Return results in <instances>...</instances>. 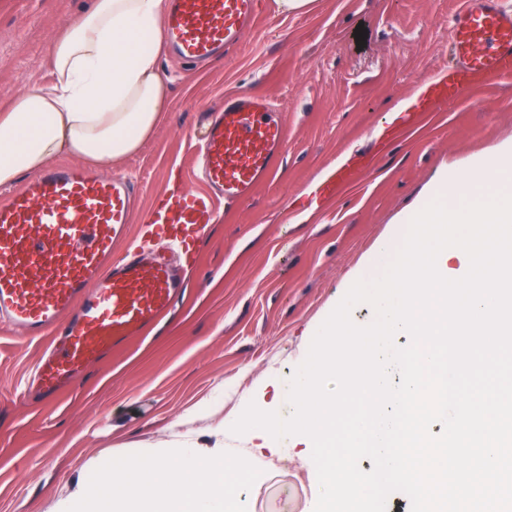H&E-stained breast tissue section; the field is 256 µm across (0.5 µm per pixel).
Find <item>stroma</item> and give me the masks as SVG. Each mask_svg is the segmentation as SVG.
<instances>
[{
  "instance_id": "obj_1",
  "label": "stroma",
  "mask_w": 512,
  "mask_h": 512,
  "mask_svg": "<svg viewBox=\"0 0 512 512\" xmlns=\"http://www.w3.org/2000/svg\"><path fill=\"white\" fill-rule=\"evenodd\" d=\"M89 0H0V101L48 82L49 42ZM462 0H315L262 19L222 60L195 69L162 51L165 119L117 176L134 185L135 226L174 180L203 190L190 138L227 92H266L288 128L277 173L208 225L187 288L146 336L90 366L56 399L19 386L41 351L18 331L0 333V512H54L104 460L190 448L247 456L246 512H314L319 494L307 448L279 442L257 452L230 428L248 403L294 376L324 319L355 282L378 240L443 174L512 141V77L465 91L406 138L386 140L393 106L448 67ZM365 27L364 45L355 31ZM369 155L363 179L310 206L307 188L340 157Z\"/></svg>"
}]
</instances>
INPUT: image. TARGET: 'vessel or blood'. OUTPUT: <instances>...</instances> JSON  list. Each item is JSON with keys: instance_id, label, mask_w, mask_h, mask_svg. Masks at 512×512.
Returning <instances> with one entry per match:
<instances>
[{"instance_id": "vessel-or-blood-1", "label": "vessel or blood", "mask_w": 512, "mask_h": 512, "mask_svg": "<svg viewBox=\"0 0 512 512\" xmlns=\"http://www.w3.org/2000/svg\"><path fill=\"white\" fill-rule=\"evenodd\" d=\"M260 0H173L165 19L169 48L188 63L221 58L256 24ZM446 79L434 86L438 107L478 84L512 76V6L463 0L449 39ZM199 156L207 192L162 191L145 232L152 245L116 256L130 238L129 183L79 166L42 169L0 202V323L45 341L31 387L52 398L87 367L143 334L175 304L184 270L207 224L214 198L239 204L280 167L288 132L258 92L225 95L213 108ZM355 166L335 169L321 198L354 182Z\"/></svg>"}]
</instances>
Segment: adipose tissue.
I'll list each match as a JSON object with an SVG mask.
<instances>
[{"instance_id": "1", "label": "adipose tissue", "mask_w": 512, "mask_h": 512, "mask_svg": "<svg viewBox=\"0 0 512 512\" xmlns=\"http://www.w3.org/2000/svg\"><path fill=\"white\" fill-rule=\"evenodd\" d=\"M165 0H92L49 50L52 79L0 104V187L61 155L113 165L136 153L161 121L166 86ZM232 463L181 450L111 460L58 512H224Z\"/></svg>"}]
</instances>
